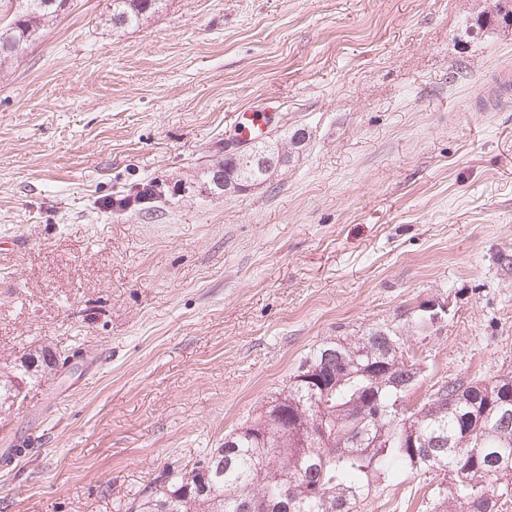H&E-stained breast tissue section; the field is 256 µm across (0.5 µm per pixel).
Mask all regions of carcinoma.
Segmentation results:
<instances>
[{"label": "carcinoma", "instance_id": "obj_1", "mask_svg": "<svg viewBox=\"0 0 512 512\" xmlns=\"http://www.w3.org/2000/svg\"><path fill=\"white\" fill-rule=\"evenodd\" d=\"M14 11L0 16V58L22 53L41 22L58 16L67 0H11ZM162 0H112L110 21L137 27L157 13ZM211 179L236 177L251 187L267 182L256 167L241 174L226 157ZM395 326L372 327L353 339H337L310 351L300 368L346 374L327 388L324 407L311 409V384L288 385L252 420L224 436V444L201 456L200 471L166 467L128 512H361L377 487L395 482L405 470L437 480L427 512H502L512 500V415L500 413L495 397L462 399L471 383L444 381L417 405L406 387L410 373ZM51 350L28 357L0 374V408L19 396L30 366L66 364ZM380 409L378 418L373 410ZM409 420L406 430L399 422Z\"/></svg>", "mask_w": 512, "mask_h": 512}]
</instances>
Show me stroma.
Returning a JSON list of instances; mask_svg holds the SVG:
<instances>
[{
  "label": "stroma",
  "instance_id": "stroma-1",
  "mask_svg": "<svg viewBox=\"0 0 512 512\" xmlns=\"http://www.w3.org/2000/svg\"><path fill=\"white\" fill-rule=\"evenodd\" d=\"M494 0H67L0 63V367L82 356L0 412V512H124L317 345L396 325L425 372H512V30ZM310 138L218 194L241 108ZM151 210L112 211L137 184ZM447 302L415 332L407 315ZM28 456L4 463L9 448ZM406 472L366 512H424ZM162 0H112V25L138 27L149 15L157 13Z\"/></svg>",
  "mask_w": 512,
  "mask_h": 512
}]
</instances>
